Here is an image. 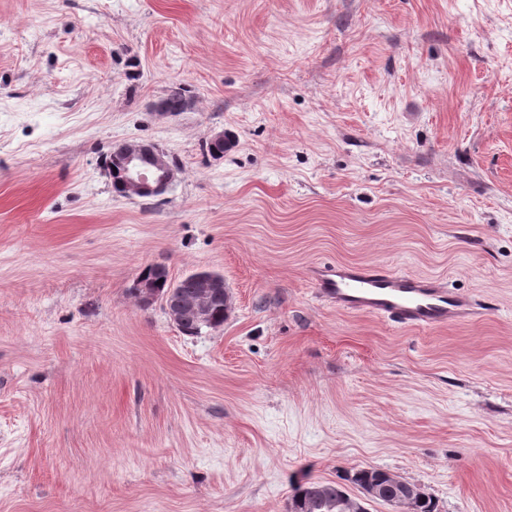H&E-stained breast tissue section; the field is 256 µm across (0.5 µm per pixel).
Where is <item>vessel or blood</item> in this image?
Masks as SVG:
<instances>
[{
	"mask_svg": "<svg viewBox=\"0 0 512 512\" xmlns=\"http://www.w3.org/2000/svg\"><path fill=\"white\" fill-rule=\"evenodd\" d=\"M319 298L340 311L367 313L414 328L468 318L473 303L435 277L405 274L383 264L321 263L312 269Z\"/></svg>",
	"mask_w": 512,
	"mask_h": 512,
	"instance_id": "b4317fda",
	"label": "vessel or blood"
}]
</instances>
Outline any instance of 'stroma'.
<instances>
[{"mask_svg":"<svg viewBox=\"0 0 512 512\" xmlns=\"http://www.w3.org/2000/svg\"><path fill=\"white\" fill-rule=\"evenodd\" d=\"M131 139L161 198L113 194ZM336 261L475 314L336 310ZM154 262L222 273L223 326L141 307ZM371 467L512 512V0H0V512H286ZM119 146L120 161L112 156L113 148L104 158L112 156V191H120L122 165L123 197L155 199L164 195L172 186L177 171V161L158 144L144 141H124ZM174 165L173 164V162ZM116 167L117 173H114Z\"/></svg>","mask_w":512,"mask_h":512,"instance_id":"obj_1","label":"stroma"}]
</instances>
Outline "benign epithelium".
I'll return each instance as SVG.
<instances>
[{"label":"benign epithelium","mask_w":512,"mask_h":512,"mask_svg":"<svg viewBox=\"0 0 512 512\" xmlns=\"http://www.w3.org/2000/svg\"><path fill=\"white\" fill-rule=\"evenodd\" d=\"M123 174V196L135 199H155L164 195L172 186L177 167L172 162L171 155L155 143L144 141H124L119 144ZM155 278L146 280L143 276L136 277L133 287L139 289L140 306L149 308L160 295L155 291V284L163 280L168 287L176 285L170 275L166 274L167 266L162 262L151 264ZM200 292L192 303V309L202 323L211 320V305L221 297L224 291V278L219 274L200 272L198 276ZM393 484L400 487L402 492L388 499L393 512H412L414 500L422 495V489L399 477H394ZM382 498V487L368 484L361 488V496L349 502L350 512H366L364 503Z\"/></svg>","instance_id":"obj_1"}]
</instances>
